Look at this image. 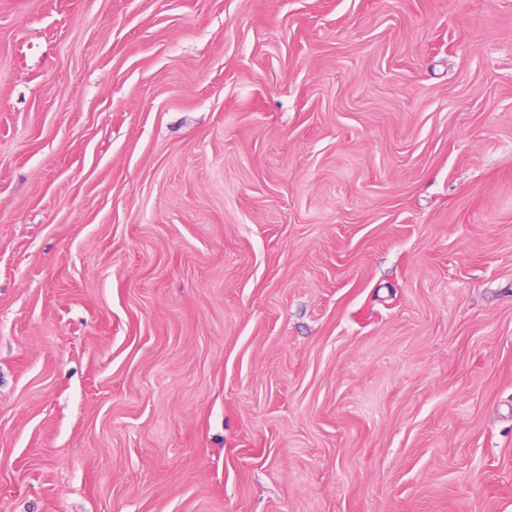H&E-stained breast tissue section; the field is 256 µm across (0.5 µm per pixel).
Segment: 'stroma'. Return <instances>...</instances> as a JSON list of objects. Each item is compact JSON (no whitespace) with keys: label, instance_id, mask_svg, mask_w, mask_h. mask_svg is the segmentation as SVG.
<instances>
[{"label":"stroma","instance_id":"stroma-1","mask_svg":"<svg viewBox=\"0 0 512 512\" xmlns=\"http://www.w3.org/2000/svg\"><path fill=\"white\" fill-rule=\"evenodd\" d=\"M0 512H512V0H0Z\"/></svg>","mask_w":512,"mask_h":512}]
</instances>
